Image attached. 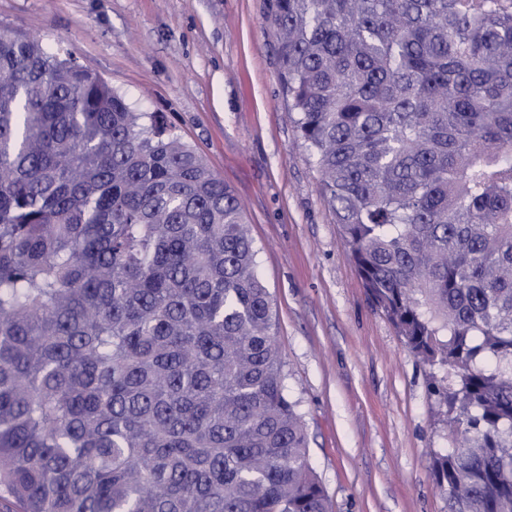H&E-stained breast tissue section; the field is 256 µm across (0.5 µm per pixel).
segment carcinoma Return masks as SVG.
Wrapping results in <instances>:
<instances>
[{
  "label": "carcinoma",
  "instance_id": "carcinoma-1",
  "mask_svg": "<svg viewBox=\"0 0 512 512\" xmlns=\"http://www.w3.org/2000/svg\"><path fill=\"white\" fill-rule=\"evenodd\" d=\"M365 288L448 366V512H512V0H273ZM243 207L67 52L0 28V500L328 512Z\"/></svg>",
  "mask_w": 512,
  "mask_h": 512
}]
</instances>
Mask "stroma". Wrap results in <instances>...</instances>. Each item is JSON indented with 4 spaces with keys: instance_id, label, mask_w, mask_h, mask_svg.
I'll list each match as a JSON object with an SVG mask.
<instances>
[{
    "instance_id": "obj_1",
    "label": "stroma",
    "mask_w": 512,
    "mask_h": 512,
    "mask_svg": "<svg viewBox=\"0 0 512 512\" xmlns=\"http://www.w3.org/2000/svg\"><path fill=\"white\" fill-rule=\"evenodd\" d=\"M271 0H0V27L68 52L135 112L162 115L244 206L285 386L329 512H447L448 445L424 365L371 302L283 91Z\"/></svg>"
}]
</instances>
